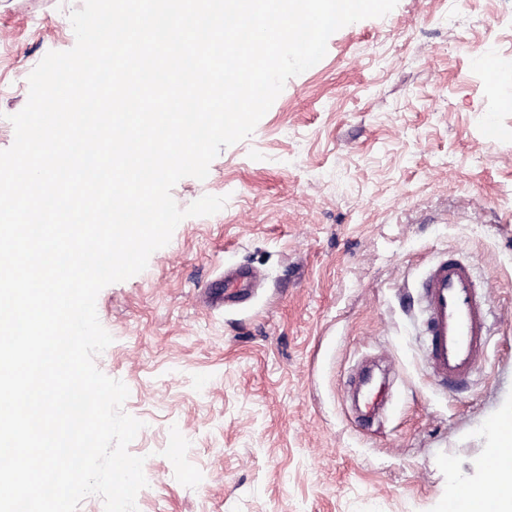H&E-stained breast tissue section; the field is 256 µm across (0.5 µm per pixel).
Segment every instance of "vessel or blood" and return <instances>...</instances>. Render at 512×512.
Masks as SVG:
<instances>
[{
    "label": "vessel or blood",
    "mask_w": 512,
    "mask_h": 512,
    "mask_svg": "<svg viewBox=\"0 0 512 512\" xmlns=\"http://www.w3.org/2000/svg\"><path fill=\"white\" fill-rule=\"evenodd\" d=\"M420 288L428 368L441 385L465 384L486 357L491 290L478 287L471 265L453 257L434 263Z\"/></svg>",
    "instance_id": "obj_1"
}]
</instances>
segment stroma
I'll list each match as a JSON object with an SVG mask.
<instances>
[{
    "label": "stroma",
    "mask_w": 512,
    "mask_h": 512,
    "mask_svg": "<svg viewBox=\"0 0 512 512\" xmlns=\"http://www.w3.org/2000/svg\"><path fill=\"white\" fill-rule=\"evenodd\" d=\"M82 5L0 0V150L31 71L74 47ZM498 60L512 61V0H398L335 32L205 180L174 186L183 208L227 203L96 299L113 341L95 364L144 423L129 446L148 481L137 512H445L452 484L487 483V425L512 404V87L488 78ZM454 251L495 287L492 344L444 390L406 298ZM232 265L259 271V288L210 306ZM372 360L395 398L365 427L347 391Z\"/></svg>",
    "instance_id": "obj_1"
}]
</instances>
